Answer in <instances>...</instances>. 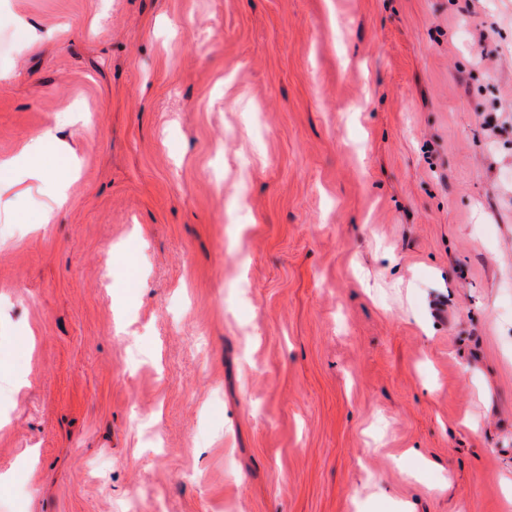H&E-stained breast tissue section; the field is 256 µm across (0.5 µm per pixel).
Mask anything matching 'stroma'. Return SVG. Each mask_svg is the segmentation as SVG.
I'll use <instances>...</instances> for the list:
<instances>
[{
  "label": "stroma",
  "instance_id": "1",
  "mask_svg": "<svg viewBox=\"0 0 512 512\" xmlns=\"http://www.w3.org/2000/svg\"><path fill=\"white\" fill-rule=\"evenodd\" d=\"M0 42V161L74 173L0 187V512H512V0ZM54 131L52 127H47L37 139L34 152L26 154L21 158L8 164H0V182H10L24 168L32 172L46 170L56 175L60 182H63L66 171L69 168L68 161L61 155L51 154L43 156L41 148L44 144H51L54 140Z\"/></svg>",
  "mask_w": 512,
  "mask_h": 512
}]
</instances>
